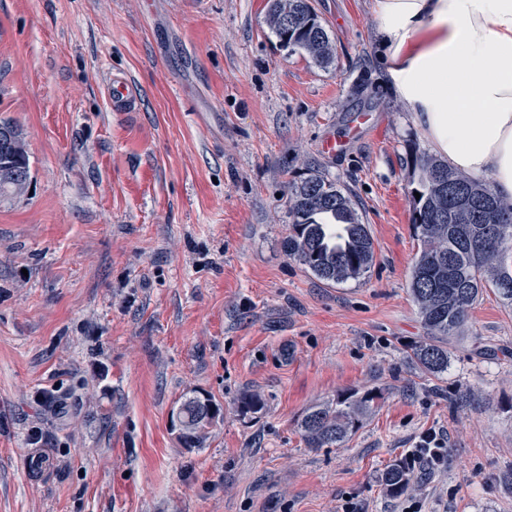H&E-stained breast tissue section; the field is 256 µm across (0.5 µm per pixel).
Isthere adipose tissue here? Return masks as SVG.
<instances>
[{
	"mask_svg": "<svg viewBox=\"0 0 512 512\" xmlns=\"http://www.w3.org/2000/svg\"><path fill=\"white\" fill-rule=\"evenodd\" d=\"M397 95L453 169L512 197V0H378Z\"/></svg>",
	"mask_w": 512,
	"mask_h": 512,
	"instance_id": "ef3b65f1",
	"label": "adipose tissue"
}]
</instances>
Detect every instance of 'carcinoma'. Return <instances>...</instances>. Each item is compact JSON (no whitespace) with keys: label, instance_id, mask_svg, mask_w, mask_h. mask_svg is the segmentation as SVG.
Here are the masks:
<instances>
[{"label":"carcinoma","instance_id":"cac0c4a2","mask_svg":"<svg viewBox=\"0 0 512 512\" xmlns=\"http://www.w3.org/2000/svg\"><path fill=\"white\" fill-rule=\"evenodd\" d=\"M267 21L282 47L301 50L321 67L334 62L333 42L311 0H268ZM0 128L12 136L0 153V201L23 195L15 176L30 170L23 130L10 119ZM415 179L411 196L412 224L420 250L412 265L409 292L431 339L411 350L412 359L432 376L448 371L445 341L462 335L470 310L485 288L512 305V197L502 196L484 181L448 166L428 153L413 154ZM288 256L319 280L343 284L364 278L374 263L369 225L361 223L350 195L336 182L312 175L291 187L288 196ZM373 395L342 396L316 404L299 426L311 448L343 441L362 423ZM221 417L210 398L190 395L178 406L180 439L186 448H201L206 429ZM386 493L398 497L412 488L413 478L398 463L382 474Z\"/></svg>","mask_w":512,"mask_h":512}]
</instances>
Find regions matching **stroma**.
<instances>
[{
	"instance_id": "35a3bbf8",
	"label": "stroma",
	"mask_w": 512,
	"mask_h": 512,
	"mask_svg": "<svg viewBox=\"0 0 512 512\" xmlns=\"http://www.w3.org/2000/svg\"><path fill=\"white\" fill-rule=\"evenodd\" d=\"M267 3L0 0V117L32 179L0 202V512H395L378 478L431 428L448 467L413 481L426 512H512V309L484 292L441 377L409 357L427 338L409 155L432 146L389 81L376 0H312L328 68L280 46ZM312 174L370 227L364 280L285 251ZM192 392L222 411L201 448L171 424ZM367 392L357 430L307 447L309 407Z\"/></svg>"
}]
</instances>
